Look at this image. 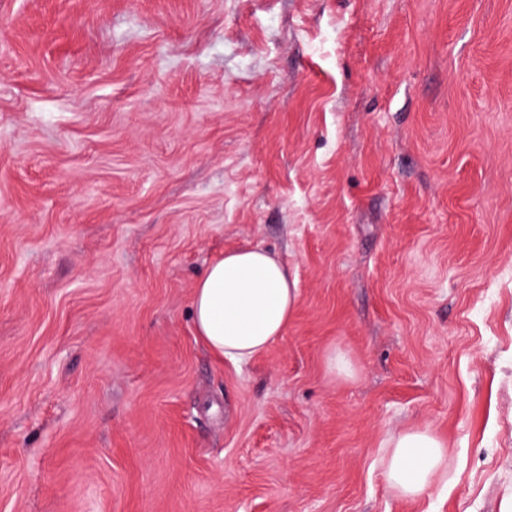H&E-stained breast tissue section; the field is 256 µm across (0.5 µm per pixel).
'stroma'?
Listing matches in <instances>:
<instances>
[{
  "mask_svg": "<svg viewBox=\"0 0 512 512\" xmlns=\"http://www.w3.org/2000/svg\"><path fill=\"white\" fill-rule=\"evenodd\" d=\"M251 246L299 305L235 365L191 296ZM417 428L448 484L411 500ZM510 489L512 0H0V512ZM388 448L385 475L400 496L418 498L435 485L448 483V448L430 430L400 434L389 442Z\"/></svg>",
  "mask_w": 512,
  "mask_h": 512,
  "instance_id": "obj_1",
  "label": "stroma"
}]
</instances>
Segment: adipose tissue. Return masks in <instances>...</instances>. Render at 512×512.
<instances>
[{
  "label": "adipose tissue",
  "mask_w": 512,
  "mask_h": 512,
  "mask_svg": "<svg viewBox=\"0 0 512 512\" xmlns=\"http://www.w3.org/2000/svg\"><path fill=\"white\" fill-rule=\"evenodd\" d=\"M297 302L296 282L278 256L260 247L230 250L194 286V330L217 356L245 363L283 334ZM384 469L400 496L418 498L447 481L448 450L428 429L408 431L389 442Z\"/></svg>",
  "instance_id": "obj_1"
}]
</instances>
